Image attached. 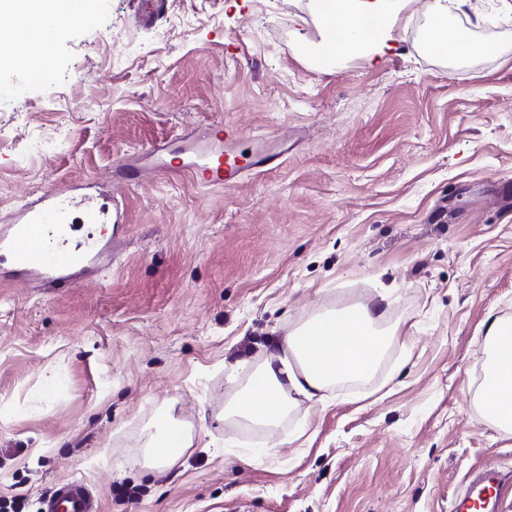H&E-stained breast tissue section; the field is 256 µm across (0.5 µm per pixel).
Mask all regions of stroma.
I'll return each mask as SVG.
<instances>
[{"mask_svg":"<svg viewBox=\"0 0 512 512\" xmlns=\"http://www.w3.org/2000/svg\"><path fill=\"white\" fill-rule=\"evenodd\" d=\"M60 27L53 75L0 97V216L92 178L125 208L110 264L69 288L0 285V512L82 482L101 512H448L471 471L512 475V432L476 404L512 319V0L459 24L498 45L456 66L409 7L379 60L320 68L315 0H92ZM67 123H60L62 109ZM223 123L279 166L206 188L153 146ZM146 168L115 181V169ZM380 307L399 326L375 377L273 428L224 400L314 314ZM168 415L194 442L144 466Z\"/></svg>","mask_w":512,"mask_h":512,"instance_id":"35a3bbf8","label":"stroma"}]
</instances>
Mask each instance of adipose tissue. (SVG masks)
I'll return each instance as SVG.
<instances>
[{"label":"adipose tissue","mask_w":512,"mask_h":512,"mask_svg":"<svg viewBox=\"0 0 512 512\" xmlns=\"http://www.w3.org/2000/svg\"><path fill=\"white\" fill-rule=\"evenodd\" d=\"M408 0H343L341 14L347 33L332 47L334 55L352 52L363 44L371 55L383 56L394 39L399 14ZM469 0H437L430 18V48L462 61L474 54L490 53L484 43L472 41L454 27L451 11H460ZM67 0H0V13L12 15L16 24L8 31L13 53L0 56V67L37 64L50 69L52 43L30 39L24 26L30 16L64 20ZM381 317L357 304L314 315L284 336L278 351L266 354L246 387L224 405L228 420H245L271 426L287 417L300 401L324 400L330 384L341 379H370L387 347L398 340L396 328H380ZM488 361L479 404L497 428L512 430V322L494 323L488 330Z\"/></svg>","instance_id":"obj_1"}]
</instances>
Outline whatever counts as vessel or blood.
I'll list each match as a JSON object with an SVG mask.
<instances>
[{
  "instance_id": "1",
  "label": "vessel or blood",
  "mask_w": 512,
  "mask_h": 512,
  "mask_svg": "<svg viewBox=\"0 0 512 512\" xmlns=\"http://www.w3.org/2000/svg\"><path fill=\"white\" fill-rule=\"evenodd\" d=\"M276 156L230 149L208 153L197 142L159 155L162 171L178 170L202 187L237 183L250 171L272 167ZM124 210L115 197L73 185L51 186L18 205L0 220V277L21 279L36 288H64L99 271L112 257V238L77 233L78 224H120ZM512 487L494 469L471 472L465 492L454 496L449 512H503ZM47 512H99L88 489L65 482L48 499Z\"/></svg>"
}]
</instances>
